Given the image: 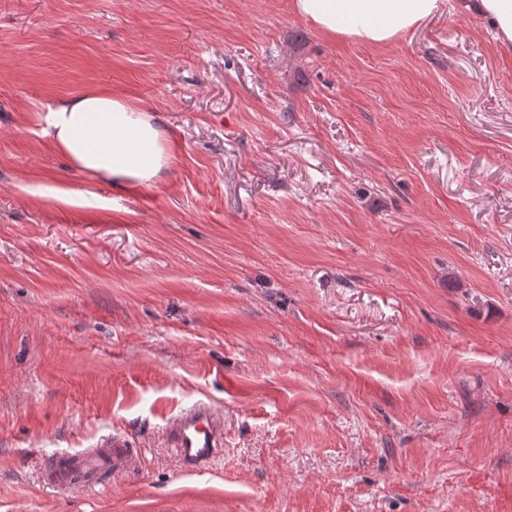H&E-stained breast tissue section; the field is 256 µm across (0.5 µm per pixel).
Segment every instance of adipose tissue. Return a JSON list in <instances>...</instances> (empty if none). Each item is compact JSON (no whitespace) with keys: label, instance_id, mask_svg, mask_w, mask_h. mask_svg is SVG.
I'll use <instances>...</instances> for the list:
<instances>
[{"label":"adipose tissue","instance_id":"obj_1","mask_svg":"<svg viewBox=\"0 0 512 512\" xmlns=\"http://www.w3.org/2000/svg\"><path fill=\"white\" fill-rule=\"evenodd\" d=\"M446 0H292L296 15L318 32L369 45L407 34L443 11ZM489 19L500 45L512 48V0H465ZM49 137L69 163L124 190L151 187L172 161L157 120L126 99L87 91L47 106Z\"/></svg>","mask_w":512,"mask_h":512}]
</instances>
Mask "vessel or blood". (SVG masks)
I'll use <instances>...</instances> for the list:
<instances>
[{
  "mask_svg": "<svg viewBox=\"0 0 512 512\" xmlns=\"http://www.w3.org/2000/svg\"><path fill=\"white\" fill-rule=\"evenodd\" d=\"M165 433L185 471H195L223 453L224 412L207 403L197 404L172 417ZM135 461L128 439L115 436L100 448L61 455L45 470L44 479L61 488L84 486L102 472H117Z\"/></svg>",
  "mask_w": 512,
  "mask_h": 512,
  "instance_id": "b4317fda",
  "label": "vessel or blood"
}]
</instances>
